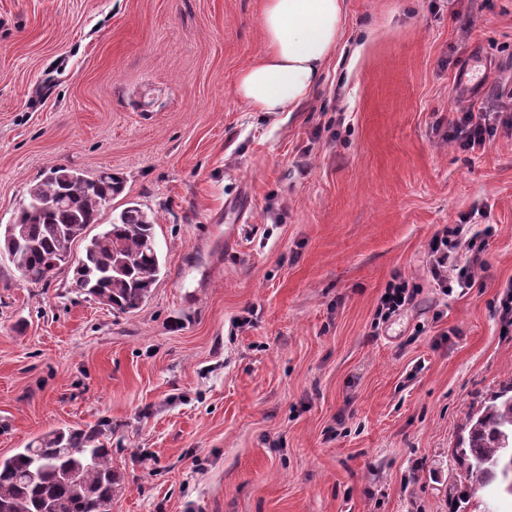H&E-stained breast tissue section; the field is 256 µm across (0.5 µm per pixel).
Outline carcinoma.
I'll use <instances>...</instances> for the list:
<instances>
[{
	"instance_id": "cac0c4a2",
	"label": "carcinoma",
	"mask_w": 512,
	"mask_h": 512,
	"mask_svg": "<svg viewBox=\"0 0 512 512\" xmlns=\"http://www.w3.org/2000/svg\"><path fill=\"white\" fill-rule=\"evenodd\" d=\"M123 191V179L110 171L89 177L52 167L28 185L14 221L0 224V260L30 285L45 288L66 272L72 291L120 313L135 312L162 273L155 216L130 201L101 232L88 234ZM464 429L455 452L467 485L455 502L470 500L477 487L512 497V380L468 415ZM101 436L95 426L58 429L0 457V512H112L123 480Z\"/></svg>"
}]
</instances>
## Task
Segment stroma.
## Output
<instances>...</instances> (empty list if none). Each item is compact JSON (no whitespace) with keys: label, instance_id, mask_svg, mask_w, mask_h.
Here are the masks:
<instances>
[{"label":"stroma","instance_id":"1","mask_svg":"<svg viewBox=\"0 0 512 512\" xmlns=\"http://www.w3.org/2000/svg\"><path fill=\"white\" fill-rule=\"evenodd\" d=\"M313 97L251 112L259 0H0V224L62 164L156 217L164 273L121 314L0 263V456L102 426L112 512H449L451 451L512 378V130L448 142L458 99L512 76V0H342ZM496 226L478 287L427 244ZM418 295L386 322L393 274Z\"/></svg>","mask_w":512,"mask_h":512}]
</instances>
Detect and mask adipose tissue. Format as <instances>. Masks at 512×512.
<instances>
[{
  "label": "adipose tissue",
  "instance_id": "1",
  "mask_svg": "<svg viewBox=\"0 0 512 512\" xmlns=\"http://www.w3.org/2000/svg\"><path fill=\"white\" fill-rule=\"evenodd\" d=\"M343 25L342 0H262L263 46L237 75V99L254 112H289L309 100Z\"/></svg>",
  "mask_w": 512,
  "mask_h": 512
}]
</instances>
